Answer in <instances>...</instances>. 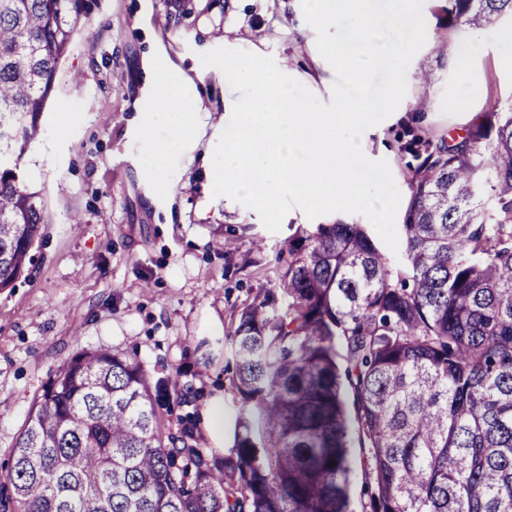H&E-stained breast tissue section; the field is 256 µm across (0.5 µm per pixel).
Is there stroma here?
<instances>
[{
	"label": "stroma",
	"instance_id": "35a3bbf8",
	"mask_svg": "<svg viewBox=\"0 0 512 512\" xmlns=\"http://www.w3.org/2000/svg\"><path fill=\"white\" fill-rule=\"evenodd\" d=\"M299 4L88 0L92 31L76 36L42 118L45 135L24 157L49 222L29 276L0 292V472L44 387L89 349L138 360L152 383L176 381L159 410L161 426L191 448L211 446L193 395L221 385L224 446L232 448L242 399L226 334L273 287L289 241L337 216L314 220L296 208L273 233L256 211L213 195V152L236 94L199 56L227 47L272 57L330 103L335 72L316 65L314 30L291 23ZM446 5L425 0L427 43L408 67L403 113L380 123L365 145L371 159L388 161L405 200L418 164L413 136L461 133L490 102L512 101V68L500 64L512 54L498 37L505 22L485 26L481 52L462 66L455 54L432 52L459 32ZM158 60L189 80L201 107L196 136L170 152L160 180L149 147L169 134L135 120L155 105L150 74ZM420 69L433 83L415 79ZM421 98L428 106L419 112ZM75 214L80 223H71Z\"/></svg>",
	"mask_w": 512,
	"mask_h": 512
}]
</instances>
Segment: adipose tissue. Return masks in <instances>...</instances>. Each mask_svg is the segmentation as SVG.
<instances>
[{
	"label": "adipose tissue",
	"instance_id": "1",
	"mask_svg": "<svg viewBox=\"0 0 512 512\" xmlns=\"http://www.w3.org/2000/svg\"><path fill=\"white\" fill-rule=\"evenodd\" d=\"M152 83L156 104L146 115L145 123L168 129L173 135L172 146H179L181 139L197 127L199 102L182 79L166 67L156 68Z\"/></svg>",
	"mask_w": 512,
	"mask_h": 512
}]
</instances>
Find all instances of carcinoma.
<instances>
[{
	"label": "carcinoma",
	"instance_id": "cac0c4a2",
	"mask_svg": "<svg viewBox=\"0 0 512 512\" xmlns=\"http://www.w3.org/2000/svg\"><path fill=\"white\" fill-rule=\"evenodd\" d=\"M472 29L512 0H448ZM85 0H0V291L48 223L25 152L42 135ZM397 263L337 220L231 333L245 416L218 461L165 439L143 366L73 356L35 401L0 474L13 512H349V448L367 512H512V103L464 132L416 136Z\"/></svg>",
	"mask_w": 512,
	"mask_h": 512
}]
</instances>
